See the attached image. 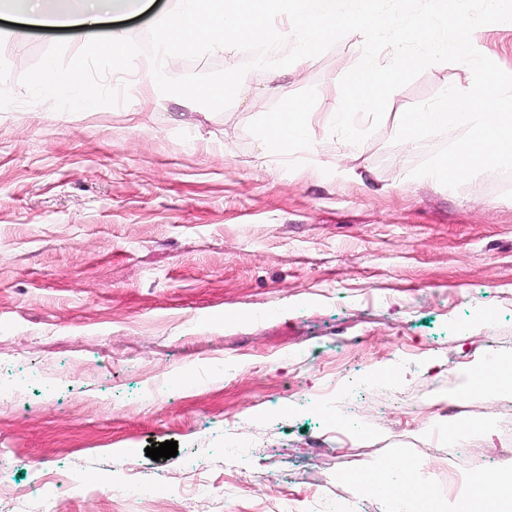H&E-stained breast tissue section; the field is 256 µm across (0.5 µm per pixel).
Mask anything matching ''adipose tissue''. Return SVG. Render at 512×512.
I'll return each instance as SVG.
<instances>
[{"mask_svg":"<svg viewBox=\"0 0 512 512\" xmlns=\"http://www.w3.org/2000/svg\"><path fill=\"white\" fill-rule=\"evenodd\" d=\"M80 8L67 7L66 0H25L11 31L14 38H24L32 28L67 29L85 38L86 53L104 55L115 68L126 67L128 46L123 31L115 30L103 38L95 37L94 27L105 17L120 10L142 11L144 0H80ZM312 115L301 103H291L283 112L268 118L259 131L265 147L287 157L308 140ZM512 391V369L503 362L476 363L460 394L463 397L499 395ZM422 467L407 455H394L352 474L351 479L366 491L391 501L401 512H512V491L478 483L468 497L446 508L443 501L421 483Z\"/></svg>","mask_w":512,"mask_h":512,"instance_id":"ef3b65f1","label":"adipose tissue"}]
</instances>
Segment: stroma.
Here are the masks:
<instances>
[{
	"label": "stroma",
	"instance_id": "stroma-1",
	"mask_svg": "<svg viewBox=\"0 0 512 512\" xmlns=\"http://www.w3.org/2000/svg\"><path fill=\"white\" fill-rule=\"evenodd\" d=\"M52 39L0 40V512L51 464L78 484L58 512H391L349 476L400 453L436 461L443 498L452 472L462 495L512 479V400L455 395L489 350L512 357V175L451 189L410 175L445 136L393 141L470 69L428 67L348 152L329 117L360 37L249 72L221 112L141 76L91 112L28 103ZM291 100L308 142L265 155L258 130ZM377 370L390 385L359 397ZM460 419L485 427L458 441ZM234 439L254 454L226 461ZM165 441L175 457L147 456ZM129 478L149 502L117 505Z\"/></svg>",
	"mask_w": 512,
	"mask_h": 512
}]
</instances>
